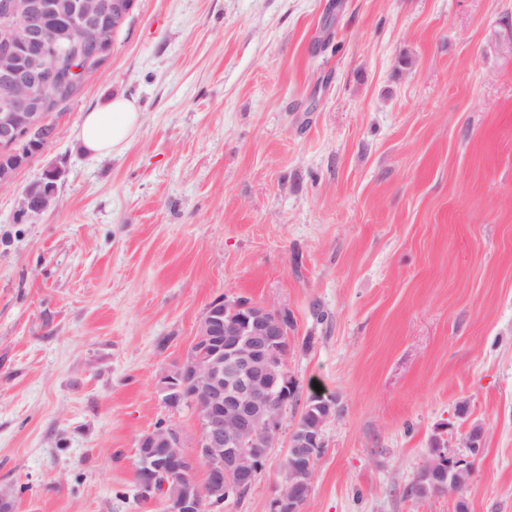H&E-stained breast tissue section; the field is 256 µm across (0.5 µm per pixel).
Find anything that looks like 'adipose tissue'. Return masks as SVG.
Masks as SVG:
<instances>
[{
  "label": "adipose tissue",
  "mask_w": 512,
  "mask_h": 512,
  "mask_svg": "<svg viewBox=\"0 0 512 512\" xmlns=\"http://www.w3.org/2000/svg\"><path fill=\"white\" fill-rule=\"evenodd\" d=\"M141 120L142 114L134 101L114 97L84 115L76 137L91 156H110L124 149Z\"/></svg>",
  "instance_id": "obj_1"
}]
</instances>
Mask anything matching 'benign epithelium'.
Listing matches in <instances>:
<instances>
[{"mask_svg":"<svg viewBox=\"0 0 512 512\" xmlns=\"http://www.w3.org/2000/svg\"><path fill=\"white\" fill-rule=\"evenodd\" d=\"M136 0H0V143L16 146L36 136L46 147L55 136L53 115L82 92L86 75L107 64ZM64 23L38 24L45 16ZM26 156L0 160V188L11 186ZM61 170L50 167L21 193L17 213L40 217L58 202ZM198 354L186 365L162 373L157 387L170 409L190 406L199 423L193 449L183 430L162 423L143 434L140 448L164 449L165 461L149 453L151 468L139 484L145 498L162 500L168 512H201L212 499L254 482L262 456L274 447L288 406V325L284 312L242 298L224 297L205 310L196 328ZM333 415L316 418L289 447L323 443ZM446 455L438 448L413 479L421 493L442 487ZM204 461L210 476L195 472ZM313 474L296 464L274 502V512H299Z\"/></svg>","mask_w":512,"mask_h":512,"instance_id":"obj_1","label":"benign epithelium"}]
</instances>
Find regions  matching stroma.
Returning <instances> with one entry per match:
<instances>
[{"instance_id":"1","label":"stroma","mask_w":512,"mask_h":512,"mask_svg":"<svg viewBox=\"0 0 512 512\" xmlns=\"http://www.w3.org/2000/svg\"><path fill=\"white\" fill-rule=\"evenodd\" d=\"M116 95L142 125L90 157ZM54 122L0 189L13 512H162L138 440L197 437L157 380L227 295L288 310L300 401L336 403L300 512H512V0H137ZM54 166L57 206L18 221ZM300 413L222 512H272ZM435 448L473 458L464 496L404 497ZM141 120L142 112L134 101L114 97L86 112L76 137L81 148L91 156H110L124 149Z\"/></svg>"}]
</instances>
